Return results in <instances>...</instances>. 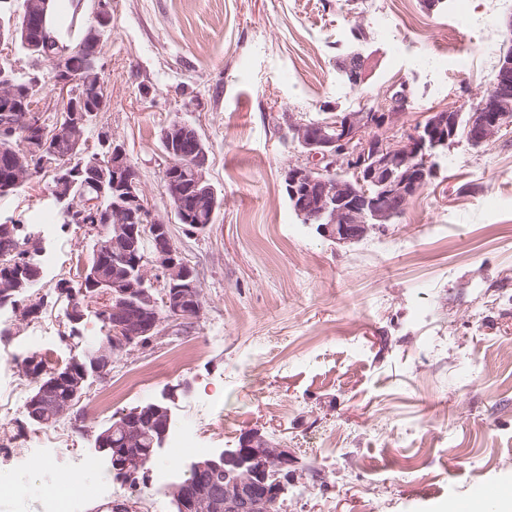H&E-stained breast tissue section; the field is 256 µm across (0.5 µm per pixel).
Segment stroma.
<instances>
[{"label": "stroma", "mask_w": 512, "mask_h": 512, "mask_svg": "<svg viewBox=\"0 0 512 512\" xmlns=\"http://www.w3.org/2000/svg\"><path fill=\"white\" fill-rule=\"evenodd\" d=\"M112 31L101 61L112 87L95 132L126 147L155 216L203 289L201 318L163 328L117 357L83 401L87 433L49 445L26 419L24 399L0 414V474L29 471L39 489L0 497V512H43L63 477L81 473L93 433L113 413L167 403L173 431L202 418L211 455L261 432L314 472L289 485L282 512H445L470 508L472 487L512 498V127L492 142L459 141L437 157V176L396 223L339 245L301 223L284 189L303 156L278 113L322 118L384 106L397 82L407 121L441 108L468 111L489 89L512 0H466L477 24L458 28L451 0H109ZM364 62L351 87L341 65ZM194 126L206 175L222 200L209 234L175 223L161 180L160 133ZM34 177L0 198V217L30 224L47 193ZM49 305L39 318L0 309V395L24 378L28 356L64 365L105 330L95 311L71 328L55 283L92 250L85 227L42 235ZM198 356L180 365L184 349ZM122 391L111 407L102 394ZM83 512L117 500L174 512L167 485L113 478Z\"/></svg>", "instance_id": "stroma-1"}]
</instances>
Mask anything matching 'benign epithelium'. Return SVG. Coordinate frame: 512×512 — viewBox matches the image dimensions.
<instances>
[{
    "label": "benign epithelium",
    "instance_id": "obj_1",
    "mask_svg": "<svg viewBox=\"0 0 512 512\" xmlns=\"http://www.w3.org/2000/svg\"><path fill=\"white\" fill-rule=\"evenodd\" d=\"M95 15L100 25L90 28L86 42L98 52L102 46L101 26L111 17L104 0H97ZM498 68L487 93L470 111L430 112L414 131L396 139L383 135L381 130L405 126L409 98L403 85L390 95L389 111L362 107L316 122H307L294 112L281 113L279 122L288 128L306 157V162L285 172L288 201L296 215L303 223L316 225L322 237L339 244L356 243L391 223L431 181L432 159L454 143L459 125H465L468 143L474 148L512 126L511 50L501 53ZM363 70L360 58H349L346 74L351 84L360 85ZM101 83V72L93 66L79 74L58 78L55 93L61 121L55 125L53 134L59 135L64 129L86 121V114L79 111L73 97L80 89ZM19 126L43 128V107L20 109ZM102 140L112 143V162L95 164L90 175L100 184L112 178V189L119 194L104 217L109 231L99 235L96 245L97 252L113 256L112 280L98 273L89 276L83 269L70 280L64 294L75 300L87 283L97 288L109 287L112 327L108 328L98 352L100 364L96 369V374L104 379L110 374L115 356L140 346L143 338L158 330L159 320L154 318V311L159 303H164L167 318L176 323L200 317L204 305L200 283L193 278L189 264L175 246L166 222L147 206L139 174L125 145L109 133L102 134ZM161 142L166 160L163 184L173 212L185 218L191 210L215 207L214 188L202 186L208 155L197 130L188 123L173 121L163 129ZM43 163L56 168L60 180L69 179L70 163L61 161L55 150L47 153ZM11 164L17 183L33 178L28 145L14 152ZM147 231L151 232L154 244L150 257L137 259L132 268L120 271V266L138 253V240ZM31 366L38 367L45 377L34 397L38 412L50 418L67 417L79 430H84L81 403L88 375L62 372L58 367L39 363L37 358L31 361ZM61 385L69 387V398L65 401L53 392L54 387ZM142 424L150 428L157 443H162L172 424L171 409L162 402L126 412L110 430L100 434L97 445L103 444V437L118 430L129 446ZM223 462L236 464L238 472L222 481L212 478L204 491H194L183 483L171 486L169 495L180 512H269L271 503L283 493L277 473L294 475L298 464L288 449L273 445L259 432H251L244 435L237 448L196 461L190 470L197 474L210 472ZM116 466L120 479L130 485H138L146 478V462L138 456L125 453Z\"/></svg>",
    "mask_w": 512,
    "mask_h": 512
}]
</instances>
